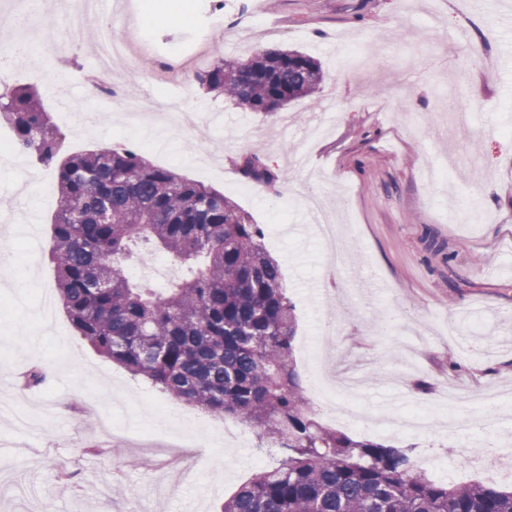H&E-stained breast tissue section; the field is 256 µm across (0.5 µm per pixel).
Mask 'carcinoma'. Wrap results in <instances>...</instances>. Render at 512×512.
<instances>
[{"instance_id":"1","label":"carcinoma","mask_w":512,"mask_h":512,"mask_svg":"<svg viewBox=\"0 0 512 512\" xmlns=\"http://www.w3.org/2000/svg\"><path fill=\"white\" fill-rule=\"evenodd\" d=\"M207 91L265 117L314 93L319 63L298 51L219 58L194 74ZM0 124L16 147L57 169L51 258L72 326L106 359L175 399L259 430L281 449L224 512H512V490L444 484L411 449L324 426L293 362L295 306L263 228L224 194L122 146L64 151L65 137L29 86H4ZM244 178L278 180L257 155ZM161 252L179 263L169 288L126 268Z\"/></svg>"}]
</instances>
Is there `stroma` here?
I'll return each instance as SVG.
<instances>
[{
    "instance_id": "35a3bbf8",
    "label": "stroma",
    "mask_w": 512,
    "mask_h": 512,
    "mask_svg": "<svg viewBox=\"0 0 512 512\" xmlns=\"http://www.w3.org/2000/svg\"><path fill=\"white\" fill-rule=\"evenodd\" d=\"M194 17L137 26L160 55L177 49L174 79L156 71L123 78L158 95L183 83L196 131L172 130L168 145L143 148L132 126L113 118L91 133L66 134L67 152L120 145L211 186L270 229L263 244L281 267L296 306L293 359L306 395L324 366L308 355L335 350L367 381L365 408L399 417L438 407L445 386L512 391V0H256L255 11L224 16L222 32L203 16L212 0H191ZM92 42L78 37L55 55L22 62L18 84L37 83L58 112L47 75L68 78L70 97L90 107L85 78L95 67ZM294 49L313 57L323 82L313 94L262 119L200 87L194 73L218 57ZM492 58L494 72L477 57ZM78 65H71V58ZM260 152L277 174L258 185L238 162ZM24 159L0 157V512H221L225 500L278 449L246 427L236 446L217 418L132 378L100 356L58 311L38 326L26 283L50 261L56 202L24 187ZM492 185L485 199L483 185ZM315 196L347 241L330 264L305 205ZM465 209L461 222L450 213ZM40 246L12 263L29 225ZM41 367L45 380L22 384ZM355 438L410 446L430 474L454 483L460 471L482 481L476 451L488 441L512 453V425L473 427L449 440L433 425H355L322 415ZM202 435L198 458L172 459L160 442L172 429ZM68 480H61V472Z\"/></svg>"
}]
</instances>
